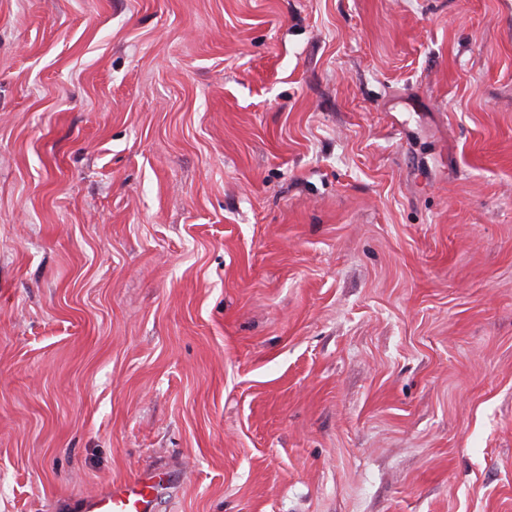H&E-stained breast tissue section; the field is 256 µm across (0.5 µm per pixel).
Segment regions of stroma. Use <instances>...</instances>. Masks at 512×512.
Here are the masks:
<instances>
[{
  "label": "stroma",
  "mask_w": 512,
  "mask_h": 512,
  "mask_svg": "<svg viewBox=\"0 0 512 512\" xmlns=\"http://www.w3.org/2000/svg\"><path fill=\"white\" fill-rule=\"evenodd\" d=\"M512 512V0H0V512ZM143 471L82 501L81 512H153L159 491Z\"/></svg>",
  "instance_id": "stroma-1"
}]
</instances>
